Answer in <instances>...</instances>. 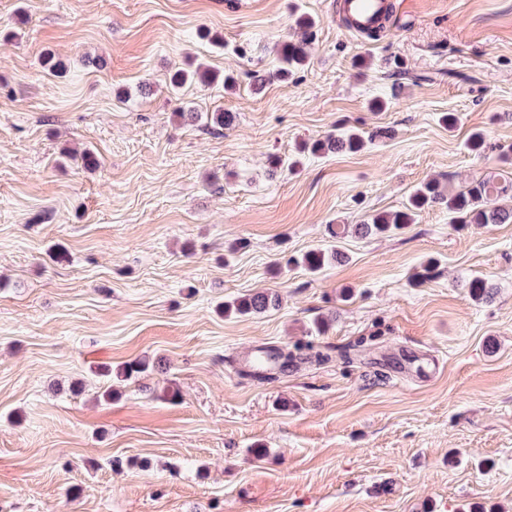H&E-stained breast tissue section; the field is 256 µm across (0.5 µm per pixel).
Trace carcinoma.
Instances as JSON below:
<instances>
[{"instance_id":"1","label":"carcinoma","mask_w":512,"mask_h":512,"mask_svg":"<svg viewBox=\"0 0 512 512\" xmlns=\"http://www.w3.org/2000/svg\"><path fill=\"white\" fill-rule=\"evenodd\" d=\"M306 39L289 40L279 46L281 66L278 74L286 78L301 69L307 62ZM223 84L230 88L236 83V77L220 73L207 66L199 65L192 71L178 70L169 80L171 90L178 91L188 84L212 86ZM364 146V136L355 129L330 134L323 139L307 142L300 152L311 156L324 157L331 153H356ZM512 200V177L482 178L471 181L465 189L450 193L438 183H424L409 196L404 209L392 213L374 214L366 222L355 225L354 232L361 237L380 236L394 229H400L414 223L417 213L433 205H443L448 209L451 222L455 224H510L512 223V205L497 204L500 197ZM343 254L335 248L317 249L308 252L302 258V264L311 272H317L331 260L342 259ZM466 287L469 293L479 299L492 294V286L485 280L474 278ZM280 305L278 294L257 291L249 295L234 298L224 303L223 313L231 315L263 314ZM154 368V362L148 358L138 359L124 366L120 375L126 379L144 374Z\"/></svg>"}]
</instances>
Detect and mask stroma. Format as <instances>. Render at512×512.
Instances as JSON below:
<instances>
[{"mask_svg":"<svg viewBox=\"0 0 512 512\" xmlns=\"http://www.w3.org/2000/svg\"><path fill=\"white\" fill-rule=\"evenodd\" d=\"M388 2L371 39L339 0H0V512H512V224L328 233L512 170V0ZM303 15L307 65L253 90ZM192 63L236 89L171 93ZM349 126L375 141L269 176ZM259 289L279 307L217 312ZM343 254L336 248L317 249L308 252L302 258V264L311 272H317L324 268L330 260H341Z\"/></svg>","mask_w":512,"mask_h":512,"instance_id":"1","label":"stroma"}]
</instances>
